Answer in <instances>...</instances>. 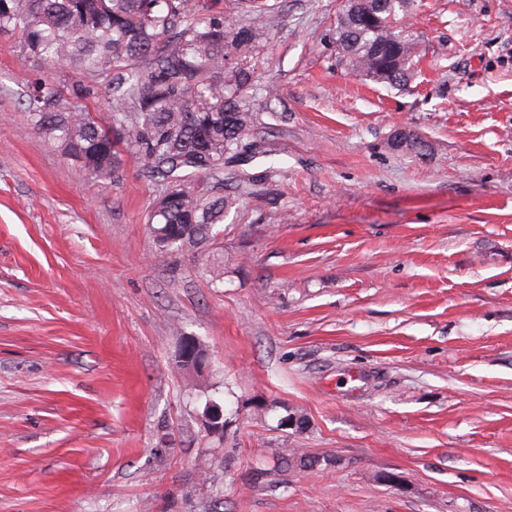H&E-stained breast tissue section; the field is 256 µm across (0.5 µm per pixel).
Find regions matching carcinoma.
Returning <instances> with one entry per match:
<instances>
[{
  "label": "carcinoma",
  "instance_id": "1",
  "mask_svg": "<svg viewBox=\"0 0 512 512\" xmlns=\"http://www.w3.org/2000/svg\"><path fill=\"white\" fill-rule=\"evenodd\" d=\"M249 22L231 28L223 0H0V34L19 35L24 59L108 78L113 108L100 118L43 78L23 106L33 128L77 157L101 186L120 179L127 153L159 188L148 223L164 251L202 247L233 202L195 190L224 184V153L253 121L242 99L251 82L228 68L268 38L265 0H241ZM405 0H356L343 8L337 42L353 69L405 86L412 43L397 25Z\"/></svg>",
  "mask_w": 512,
  "mask_h": 512
}]
</instances>
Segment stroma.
<instances>
[{
    "label": "stroma",
    "mask_w": 512,
    "mask_h": 512,
    "mask_svg": "<svg viewBox=\"0 0 512 512\" xmlns=\"http://www.w3.org/2000/svg\"><path fill=\"white\" fill-rule=\"evenodd\" d=\"M269 2L197 183L236 203L174 252L133 160L100 187L20 105L89 82L104 116L106 79L0 36V512H512V0H409L404 87L343 59L341 0Z\"/></svg>",
    "instance_id": "1"
}]
</instances>
